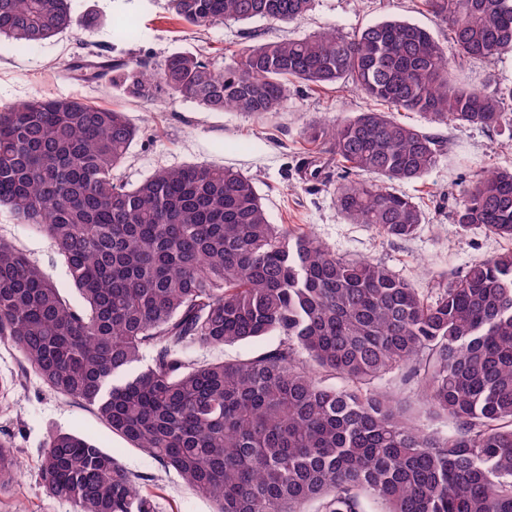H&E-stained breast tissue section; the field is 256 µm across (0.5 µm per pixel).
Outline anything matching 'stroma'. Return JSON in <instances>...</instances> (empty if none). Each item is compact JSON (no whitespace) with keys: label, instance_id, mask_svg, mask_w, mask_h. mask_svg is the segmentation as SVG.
<instances>
[{"label":"stroma","instance_id":"35a3bbf8","mask_svg":"<svg viewBox=\"0 0 512 512\" xmlns=\"http://www.w3.org/2000/svg\"><path fill=\"white\" fill-rule=\"evenodd\" d=\"M69 5L74 19L95 16L96 27L68 30L33 48L0 39V108L30 99L70 96L121 109L138 131L117 173L121 183L134 186L157 170L187 164L236 168L254 178L270 223L308 233L337 256L384 264L428 295L435 294L438 284L463 274L475 260L512 250L511 240L481 229L464 231L453 222L462 190L474 174L512 167V126L436 125L419 113L399 112L398 120L441 141L444 151L427 176L396 184L397 192L418 203L424 220L412 238L390 240L367 225L345 219L335 198L343 171L330 154H317L315 144L303 134L307 126L375 108V101L348 86H298L280 112L260 121L241 112H209L183 99L142 103L67 73L77 58L102 50L124 61L146 58L158 63L174 51L188 49L220 68L229 64L231 52L249 43L299 38L329 26L351 35L387 18L416 23L446 42L445 28L420 0H314L305 16L288 25L257 19L198 30L174 16L167 0H69ZM124 19L136 24L138 35L133 40H120L115 33L117 23ZM447 56L449 67L466 83L512 85V52L491 61H464L449 46ZM315 154L322 168L314 179L307 164ZM0 240L25 254L69 300H78L64 260L40 232L22 224L5 206L0 207ZM14 377L21 378L22 384L8 406L0 409V436L11 439L26 475L0 495V512H73L70 503L45 495L38 468L42 449L56 432L84 434L114 453L128 471L145 476L144 488L156 512H213L209 499L112 434L90 407L46 388L26 370L19 352L0 341V378ZM377 385L400 398L428 431L444 435L451 429V422L431 417L421 407L418 383L404 382L400 374L390 373Z\"/></svg>","mask_w":512,"mask_h":512}]
</instances>
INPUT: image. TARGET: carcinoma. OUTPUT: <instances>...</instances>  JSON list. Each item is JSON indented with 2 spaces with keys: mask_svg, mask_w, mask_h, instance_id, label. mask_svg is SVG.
I'll use <instances>...</instances> for the list:
<instances>
[{
  "mask_svg": "<svg viewBox=\"0 0 512 512\" xmlns=\"http://www.w3.org/2000/svg\"><path fill=\"white\" fill-rule=\"evenodd\" d=\"M314 0H168L193 27L290 24ZM466 59L512 51V0H421ZM68 0H0V38L36 46L74 26ZM70 71L120 95L165 94L210 112L265 119L298 84L343 82L387 106L308 140L362 175L408 182L442 142L391 113L497 128L512 86H465L429 30L399 19L346 36L334 28L248 45L216 69L191 51L127 62L80 58ZM136 129L113 107L49 97L0 109V206L45 235L79 293L69 301L0 240V340L52 392L92 407L113 434L212 500L215 512H512V252L483 258L436 298L370 260H349L272 224L251 178L184 166L128 189L115 171ZM341 213L388 239L423 222L410 197L372 181L336 187ZM512 240V169L481 172L455 211ZM277 337L253 356L200 364L189 351ZM150 355L140 371L132 365ZM421 377L446 435L416 426L374 386L394 370ZM340 379L343 385L328 383ZM0 437V494L16 482ZM47 496L74 512H154L144 477L75 433L49 436Z\"/></svg>",
  "mask_w": 512,
  "mask_h": 512,
  "instance_id": "obj_1",
  "label": "carcinoma"
}]
</instances>
